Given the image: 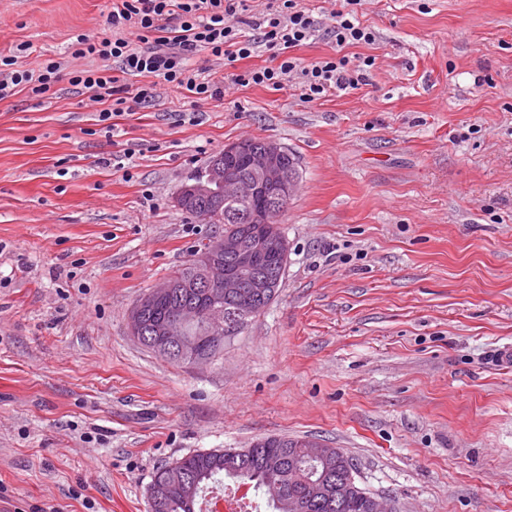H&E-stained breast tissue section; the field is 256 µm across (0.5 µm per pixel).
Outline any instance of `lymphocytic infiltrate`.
Wrapping results in <instances>:
<instances>
[{
  "instance_id": "obj_1",
  "label": "lymphocytic infiltrate",
  "mask_w": 512,
  "mask_h": 512,
  "mask_svg": "<svg viewBox=\"0 0 512 512\" xmlns=\"http://www.w3.org/2000/svg\"><path fill=\"white\" fill-rule=\"evenodd\" d=\"M362 0H335L321 14L300 0H266L256 9L254 0H115L108 17L112 33L106 37L78 35L59 59H34L19 65L0 58V100L21 91L44 99L53 96L60 80L99 105L98 118L108 121L127 112L129 104L155 103L158 86L188 91L197 100L215 99L223 81L215 74L192 68L193 52L204 50L233 67L254 56L258 47L269 51L267 66L235 71V84L275 91L294 83L299 98L314 102L367 84L375 66L373 56L350 59L348 48L370 45L372 29L359 19ZM328 35L337 54L304 63L295 48ZM143 78L130 87L121 76Z\"/></svg>"
}]
</instances>
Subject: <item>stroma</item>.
I'll return each instance as SVG.
<instances>
[{
  "label": "stroma",
  "mask_w": 512,
  "mask_h": 512,
  "mask_svg": "<svg viewBox=\"0 0 512 512\" xmlns=\"http://www.w3.org/2000/svg\"><path fill=\"white\" fill-rule=\"evenodd\" d=\"M112 2L0 0V55L108 36ZM361 20L367 85L312 103L204 51L222 97L160 88L110 136L65 80L0 101V512H149L161 465L270 435L342 449L396 512H512V0ZM242 138L298 162L283 285L177 364L128 313L222 232L174 196Z\"/></svg>",
  "instance_id": "35a3bbf8"
}]
</instances>
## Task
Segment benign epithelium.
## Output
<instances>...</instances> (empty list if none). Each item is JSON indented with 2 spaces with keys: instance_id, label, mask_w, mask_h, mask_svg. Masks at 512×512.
Instances as JSON below:
<instances>
[{
  "instance_id": "7a95c632",
  "label": "benign epithelium",
  "mask_w": 512,
  "mask_h": 512,
  "mask_svg": "<svg viewBox=\"0 0 512 512\" xmlns=\"http://www.w3.org/2000/svg\"><path fill=\"white\" fill-rule=\"evenodd\" d=\"M238 156L247 158L253 179L242 177L229 163ZM265 186L278 188L283 196L293 195L295 184L281 166L279 145L269 141L258 150L251 142L239 140L224 146V154L212 160L202 182L183 184L175 196V203L186 212L192 209L197 196L212 194L215 196V219L220 220L224 205L253 196ZM258 220L261 224L248 238L223 232L207 240L206 248L195 256L201 278L165 280L150 294L137 300L128 315L131 336L168 358L188 352L193 345L180 328L165 320L152 321L148 312L158 303H174L181 321H194L197 310L182 300V295L199 288L211 299L207 320L213 326L209 340L214 343L224 340V330L230 324L228 304L234 303L257 313L261 302L275 290L276 283L268 276L254 273V268L259 259L282 253L280 244L283 241L279 225L271 223L266 216H260ZM340 455L341 449L330 448L318 439H309L301 457L295 459L293 469L294 478L312 484L316 495L331 508L357 491L354 479L333 478L330 463ZM317 473L320 477L311 482V476ZM264 491L268 498L282 504L286 512H310L312 508L311 501L288 493L282 469L275 462L265 467Z\"/></svg>"
}]
</instances>
